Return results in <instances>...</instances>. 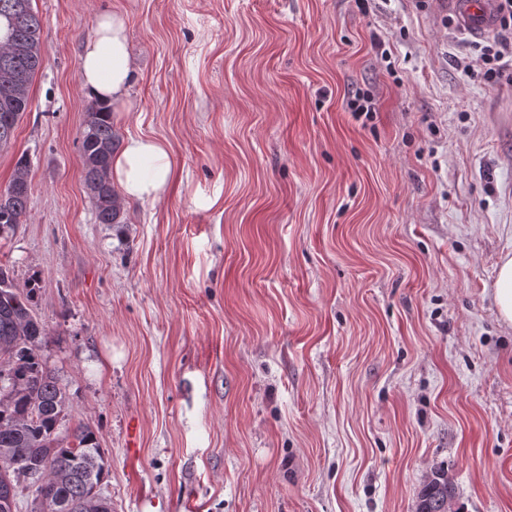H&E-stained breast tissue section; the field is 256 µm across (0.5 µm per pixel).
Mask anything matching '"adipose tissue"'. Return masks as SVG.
Masks as SVG:
<instances>
[{"label":"adipose tissue","mask_w":512,"mask_h":512,"mask_svg":"<svg viewBox=\"0 0 512 512\" xmlns=\"http://www.w3.org/2000/svg\"><path fill=\"white\" fill-rule=\"evenodd\" d=\"M79 80L91 97L111 105L117 116L130 113L128 90L133 72L122 16L112 12L100 17L83 48ZM111 176L113 185L128 198L147 204L158 202L167 193L172 179L168 150L154 139L127 137L112 158Z\"/></svg>","instance_id":"obj_1"}]
</instances>
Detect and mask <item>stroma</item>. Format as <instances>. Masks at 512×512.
Instances as JSON below:
<instances>
[{"label": "stroma", "instance_id": "obj_1", "mask_svg": "<svg viewBox=\"0 0 512 512\" xmlns=\"http://www.w3.org/2000/svg\"><path fill=\"white\" fill-rule=\"evenodd\" d=\"M42 64L8 149L40 355L91 428L112 512H512V67L487 82L448 0H33ZM175 179L101 224L79 152L98 18ZM372 118L350 111L356 93ZM139 445L130 447L129 430ZM31 189V167L27 156L21 154L14 166L8 186L0 191V236L13 232L25 216ZM494 300L499 318L512 324V257L502 258L494 283ZM456 498V485L448 471L438 468L434 470L417 495L416 512H453Z\"/></svg>", "mask_w": 512, "mask_h": 512}]
</instances>
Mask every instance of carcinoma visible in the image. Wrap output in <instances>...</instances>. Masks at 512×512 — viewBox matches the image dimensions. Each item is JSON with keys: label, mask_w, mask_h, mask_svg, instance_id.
<instances>
[{"label": "carcinoma", "mask_w": 512, "mask_h": 512, "mask_svg": "<svg viewBox=\"0 0 512 512\" xmlns=\"http://www.w3.org/2000/svg\"><path fill=\"white\" fill-rule=\"evenodd\" d=\"M40 32L32 0H0V151L11 144L30 106L32 81L41 66ZM117 148L110 109L89 103L79 152L83 185L100 224L120 223L121 204L111 178ZM30 189V161L22 154L0 191L1 237L21 223ZM37 288L36 283L17 288L13 268L0 264V512H17L27 469L40 470V512H111L101 492L105 462L95 434L79 426L73 443L58 439L70 399L39 355L47 332L33 309ZM454 498V480L438 468L419 491L415 512H448V500Z\"/></svg>", "instance_id": "carcinoma-1"}]
</instances>
